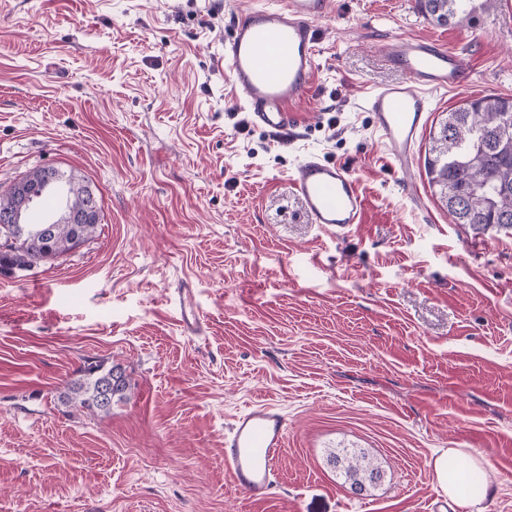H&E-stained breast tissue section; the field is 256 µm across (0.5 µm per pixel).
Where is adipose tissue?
Segmentation results:
<instances>
[{"mask_svg":"<svg viewBox=\"0 0 512 512\" xmlns=\"http://www.w3.org/2000/svg\"><path fill=\"white\" fill-rule=\"evenodd\" d=\"M435 482L450 503L462 512H473L483 495L473 489L475 476L484 475V460L471 457L458 448L441 451L432 463Z\"/></svg>","mask_w":512,"mask_h":512,"instance_id":"1","label":"adipose tissue"}]
</instances>
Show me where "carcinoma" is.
<instances>
[{
    "label": "carcinoma",
    "instance_id": "cac0c4a2",
    "mask_svg": "<svg viewBox=\"0 0 512 512\" xmlns=\"http://www.w3.org/2000/svg\"><path fill=\"white\" fill-rule=\"evenodd\" d=\"M471 0H419L421 11L433 22L446 25L466 12ZM429 184L439 189L441 201L457 224L476 234L490 231L512 235V97L486 95L469 98L448 112L432 137L426 158ZM70 206L92 203L87 188L73 175L66 177ZM96 224H0V273L31 268L86 242ZM114 380L112 395L121 401L131 384L118 364L101 361L84 365L59 394L65 407H81L108 414L112 404L98 400L100 386ZM350 489L360 492L376 485L381 467L362 450L346 448L329 454Z\"/></svg>",
    "mask_w": 512,
    "mask_h": 512
}]
</instances>
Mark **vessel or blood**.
Wrapping results in <instances>:
<instances>
[{"label":"vessel or blood","instance_id":"obj_1","mask_svg":"<svg viewBox=\"0 0 512 512\" xmlns=\"http://www.w3.org/2000/svg\"><path fill=\"white\" fill-rule=\"evenodd\" d=\"M333 10L334 0H256L237 17L224 43V63L239 102L256 125L277 134L294 121L293 108L305 99L317 69V22ZM382 53L407 79L378 89L366 109L393 167L403 170L427 124L432 94L461 87L471 71L460 55L430 39L392 40ZM292 182L312 223L337 231L361 223L364 199L342 165L306 157ZM176 294L184 333L198 335L200 318L189 289ZM287 434V419L278 407L260 404L236 416L224 438V467L250 500L270 496Z\"/></svg>","mask_w":512,"mask_h":512}]
</instances>
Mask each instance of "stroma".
<instances>
[{
  "instance_id": "1",
  "label": "stroma",
  "mask_w": 512,
  "mask_h": 512,
  "mask_svg": "<svg viewBox=\"0 0 512 512\" xmlns=\"http://www.w3.org/2000/svg\"><path fill=\"white\" fill-rule=\"evenodd\" d=\"M334 3L300 122L273 135L224 64L253 0H0V194L54 166L101 203L93 238L0 275V512H432L443 448L486 459L483 512H512V235L451 223L425 171L448 110L512 96V11L472 0L439 26L416 0ZM395 37L473 72L436 95L403 171L364 110L405 79L380 52ZM309 155L357 179L361 223H312L292 183ZM89 360L131 383L111 413L57 400ZM259 402L288 436L253 502L224 437ZM339 448L381 483L352 494ZM179 300V309L181 319L179 320L183 332L188 335H198L200 327V318L197 311L192 306V299L188 288H178L176 291ZM329 462L350 484V489H357L360 493L376 485L383 476V471L367 454L360 450L343 448L338 452L329 454Z\"/></svg>"
}]
</instances>
